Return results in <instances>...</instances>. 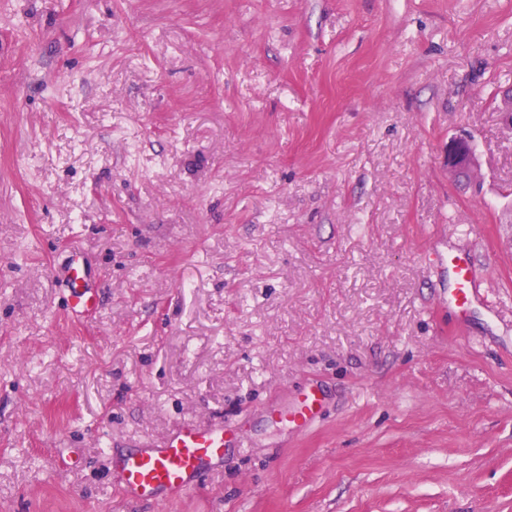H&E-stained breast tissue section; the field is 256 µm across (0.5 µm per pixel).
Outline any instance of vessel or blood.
<instances>
[{
	"instance_id": "obj_1",
	"label": "vessel or blood",
	"mask_w": 512,
	"mask_h": 512,
	"mask_svg": "<svg viewBox=\"0 0 512 512\" xmlns=\"http://www.w3.org/2000/svg\"><path fill=\"white\" fill-rule=\"evenodd\" d=\"M432 262L448 274V306L466 316L479 294L475 264L470 253L435 254ZM68 302L74 317L95 313L100 306L98 289L80 256H72L64 269ZM323 396L309 386L296 397L292 407L279 413V421L305 431L322 416ZM228 439L223 421L185 423L159 440L140 443L119 455L109 456L110 468L124 498L162 503L190 494L206 481L224 461Z\"/></svg>"
}]
</instances>
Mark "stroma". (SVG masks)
<instances>
[{
    "label": "stroma",
    "instance_id": "obj_1",
    "mask_svg": "<svg viewBox=\"0 0 512 512\" xmlns=\"http://www.w3.org/2000/svg\"><path fill=\"white\" fill-rule=\"evenodd\" d=\"M508 89L512 0H0V512H512ZM217 416L198 491L120 496ZM476 163L474 147L468 137H455L448 143V165L462 175L470 172ZM430 261L447 270L448 307L452 308L460 318L465 319L479 294L475 264L471 254L463 251L437 253ZM63 273L72 315L79 318L95 313L100 306L99 291L91 287L89 272L78 254L72 256ZM323 402L321 390L318 387L309 386L296 396L292 407L276 416L288 427L302 432L312 427L322 417ZM228 442L224 419L191 422L183 423L160 440L107 456L124 498L162 503L202 486L224 463Z\"/></svg>",
    "mask_w": 512,
    "mask_h": 512
}]
</instances>
